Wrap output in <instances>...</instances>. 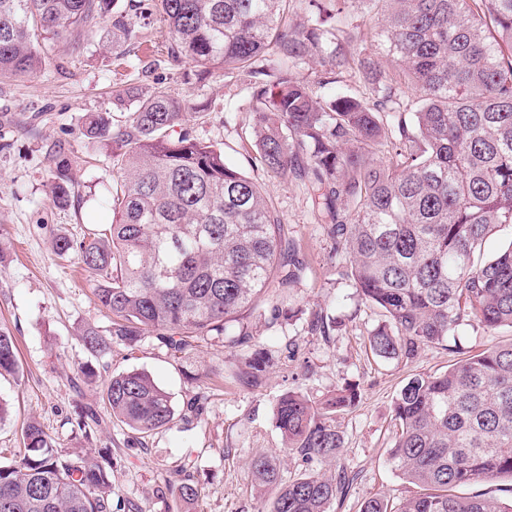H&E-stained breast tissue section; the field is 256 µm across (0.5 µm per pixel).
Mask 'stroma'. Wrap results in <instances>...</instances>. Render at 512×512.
<instances>
[{
	"mask_svg": "<svg viewBox=\"0 0 512 512\" xmlns=\"http://www.w3.org/2000/svg\"><path fill=\"white\" fill-rule=\"evenodd\" d=\"M114 10L130 23V39L112 45V26L102 24L87 48L56 50L34 78L0 83V329L15 337L19 351L18 374L0 379V398L10 407L0 422V462L16 459L22 429L34 418L62 452L110 450L112 512H257L249 462L259 454L277 457L287 479L313 468L329 475L346 468L353 481L330 512H360L373 496L399 504L416 492L387 460L401 387L413 376L442 373L462 357L512 341V328L490 332L467 322L454 339L424 348L415 359L374 356L369 336L382 313L342 276L347 260L335 253L307 186L289 176L268 177L256 162L243 85L227 82L219 70L198 75L191 64H171L167 25L155 0H117ZM160 86L206 103L203 117L189 119L185 130L222 149L262 186L300 243L306 268L286 301L291 314L274 316L276 301L265 293L241 316L252 336L248 344L231 347L224 337L210 336L176 355L150 333L132 347L113 344L99 357L85 348L80 332L107 329L111 315L95 299L93 278L74 257L57 256L52 241L60 234L79 240L87 229L112 222L111 208L99 197L118 173L111 147L84 137L87 116L107 112L113 124H124L133 105L119 101L115 89ZM60 159L70 164L75 190L65 205L54 203L49 185ZM317 314L331 319L328 335L310 332ZM258 348L270 350L273 367L257 386L231 383L229 373ZM87 362L104 377L129 369L151 374L172 397L175 424L135 441L112 419L101 384L83 379L79 367ZM347 385L357 389L359 401L335 415L344 439L339 462L304 463L275 427L278 398L295 391L316 402ZM196 400L202 403L197 411L191 407ZM80 406L96 412L83 431L75 424ZM185 467L200 490L194 505L169 489Z\"/></svg>",
	"mask_w": 512,
	"mask_h": 512,
	"instance_id": "obj_1",
	"label": "stroma"
}]
</instances>
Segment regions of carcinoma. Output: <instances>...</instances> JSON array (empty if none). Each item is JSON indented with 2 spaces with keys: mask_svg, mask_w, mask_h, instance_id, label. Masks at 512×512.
Segmentation results:
<instances>
[{
  "mask_svg": "<svg viewBox=\"0 0 512 512\" xmlns=\"http://www.w3.org/2000/svg\"><path fill=\"white\" fill-rule=\"evenodd\" d=\"M289 0H160L174 63L224 71L248 90L256 160L271 177L307 183L321 223L359 297L382 310L372 353L410 359L441 345L465 321L512 327V241L476 261L487 239L512 224V0H365L373 27L356 33L350 0H307L288 17ZM112 0H0V80L30 78L60 44L79 43L104 22ZM384 47L396 70H381L354 38ZM314 61L320 85L348 75L368 94L314 97L297 67ZM417 95L413 120L395 107L401 86ZM125 123L98 114L84 136L112 143L120 190L107 198L112 224L75 243L54 238L59 256L77 253L96 277L94 295L112 315L87 329L86 348L132 346L153 332L181 352L201 336H224L262 292L288 295L305 270L301 245L259 186L224 151L182 130L201 116L189 95L129 88ZM387 152L385 164L380 154ZM52 197L69 201V165L56 162ZM271 367L258 351L238 381L254 386ZM18 373L14 336L0 330V377ZM110 415L143 439L174 424L169 394L146 372L102 381ZM358 403L343 388L313 403L288 391L275 424L286 447L307 462H334L344 440L334 415ZM400 432L392 468L423 492L393 510L382 497L361 512H512V501L469 496L476 482L512 478V343L461 359L433 376H414L394 401ZM24 452L0 463V512H112V459L65 457L34 421ZM258 512H330L350 482L345 471L283 479L277 462H251ZM170 491L199 497L190 478Z\"/></svg>",
  "mask_w": 512,
  "mask_h": 512,
  "instance_id": "cac0c4a2",
  "label": "carcinoma"
}]
</instances>
